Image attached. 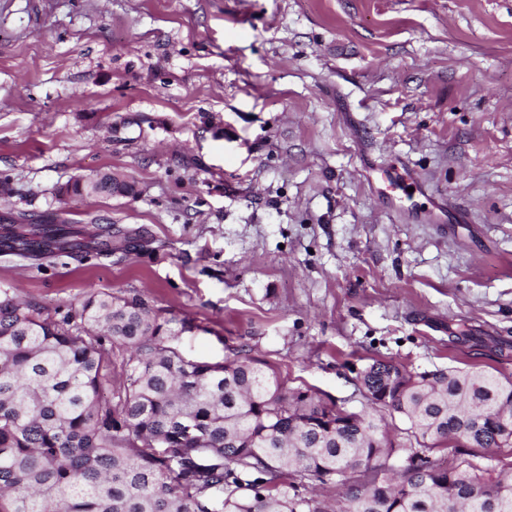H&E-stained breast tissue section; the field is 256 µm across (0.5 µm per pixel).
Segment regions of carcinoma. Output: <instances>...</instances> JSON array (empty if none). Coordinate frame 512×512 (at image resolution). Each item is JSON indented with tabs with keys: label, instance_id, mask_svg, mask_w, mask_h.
I'll list each match as a JSON object with an SVG mask.
<instances>
[{
	"label": "carcinoma",
	"instance_id": "obj_1",
	"mask_svg": "<svg viewBox=\"0 0 512 512\" xmlns=\"http://www.w3.org/2000/svg\"><path fill=\"white\" fill-rule=\"evenodd\" d=\"M133 193L110 171L57 188L61 201ZM0 246L38 267L125 249L57 213ZM197 329L137 294L93 292L53 318L0 289V512H512V463L494 475L433 457L512 449V377L374 358L358 382L382 413H350L248 354L188 358ZM114 368L124 382L105 396ZM339 480L337 506L307 495Z\"/></svg>",
	"mask_w": 512,
	"mask_h": 512
}]
</instances>
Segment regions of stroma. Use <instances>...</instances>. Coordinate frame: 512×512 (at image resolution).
Masks as SVG:
<instances>
[{
    "instance_id": "1",
    "label": "stroma",
    "mask_w": 512,
    "mask_h": 512,
    "mask_svg": "<svg viewBox=\"0 0 512 512\" xmlns=\"http://www.w3.org/2000/svg\"><path fill=\"white\" fill-rule=\"evenodd\" d=\"M397 161L408 208L378 192ZM109 169L134 195L60 203ZM4 178L0 227L128 242L0 249L48 312L137 294L196 324L189 358L248 350L350 412L374 357L512 375V0H0ZM22 219L29 222L16 224L10 235L3 236L0 244L5 250L34 261L36 267L48 258H97L127 248L123 244L125 240L112 243L111 229L106 235H87L82 228L66 224L58 213L29 219L24 216Z\"/></svg>"
}]
</instances>
